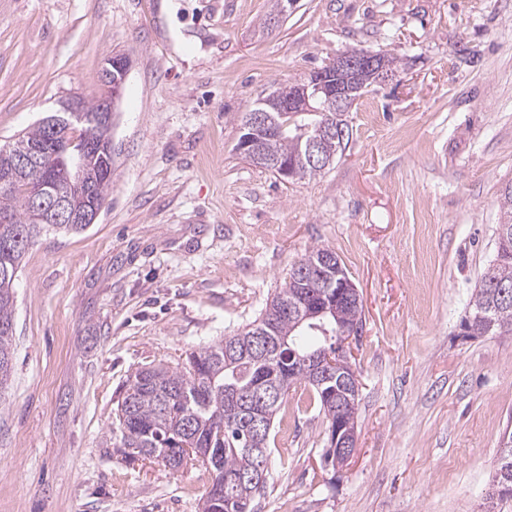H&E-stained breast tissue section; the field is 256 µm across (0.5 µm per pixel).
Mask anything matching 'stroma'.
Returning <instances> with one entry per match:
<instances>
[{"label": "stroma", "mask_w": 512, "mask_h": 512, "mask_svg": "<svg viewBox=\"0 0 512 512\" xmlns=\"http://www.w3.org/2000/svg\"><path fill=\"white\" fill-rule=\"evenodd\" d=\"M271 5L0 0V145L130 62L99 218L21 261L0 512H202L205 467L115 453L120 388L254 321L317 246L362 298L357 450L322 469L327 422L291 388L258 512H480L512 428V336L459 332L512 181V0H299L259 34ZM353 48L399 76L348 112L332 166L285 182L237 153L264 90Z\"/></svg>", "instance_id": "stroma-1"}]
</instances>
